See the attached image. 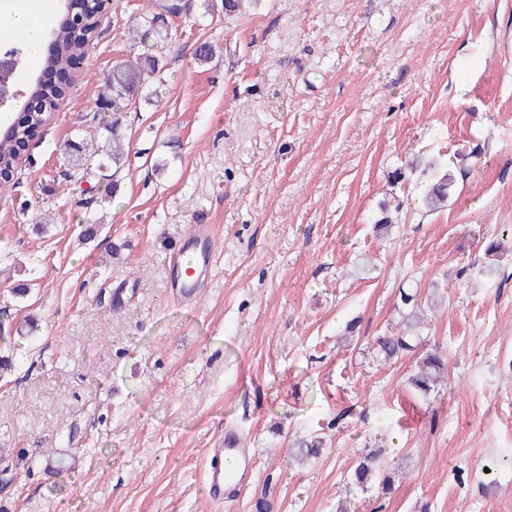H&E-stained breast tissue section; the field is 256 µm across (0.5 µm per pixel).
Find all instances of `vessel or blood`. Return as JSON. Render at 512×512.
I'll return each mask as SVG.
<instances>
[{
    "instance_id": "1",
    "label": "vessel or blood",
    "mask_w": 512,
    "mask_h": 512,
    "mask_svg": "<svg viewBox=\"0 0 512 512\" xmlns=\"http://www.w3.org/2000/svg\"><path fill=\"white\" fill-rule=\"evenodd\" d=\"M213 260L209 225H193L182 248L170 259L173 286L185 301H193L202 276L208 275ZM253 467L246 449L240 448L235 433H225L207 453L205 482L212 499L224 498L227 487H240Z\"/></svg>"
}]
</instances>
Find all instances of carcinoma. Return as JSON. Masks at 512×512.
Returning <instances> with one entry per match:
<instances>
[{
	"instance_id": "cac0c4a2",
	"label": "carcinoma",
	"mask_w": 512,
	"mask_h": 512,
	"mask_svg": "<svg viewBox=\"0 0 512 512\" xmlns=\"http://www.w3.org/2000/svg\"><path fill=\"white\" fill-rule=\"evenodd\" d=\"M81 22L62 20L57 27L56 38L53 40L55 51L48 60L51 68H66L77 59L83 58L97 32L96 9L99 0H90ZM151 10L143 17L144 24L137 23L128 27L129 36L142 41L151 40L154 47L168 40L169 30L167 19L191 13L194 7L192 0H149ZM163 60L155 53H143L130 61H120L112 66V73L98 87L97 102L112 112V121L100 126L107 132L104 143L94 144L79 141L71 147V168L75 174L83 178L88 171L96 167L100 170L112 169V177L120 175L125 167L126 158L121 143V127L123 113L133 104L134 97L152 98L158 95L155 84L161 81ZM49 113L36 114L32 120L18 122L15 125L14 137L11 140H0V188L10 185L17 161V148L28 145L38 138L44 130ZM427 169L434 172L432 181L419 198V207L425 213L439 212L448 206V201L455 191L456 177L439 159L428 162ZM512 249V236L501 234L489 241L485 248L488 261L478 269V274L487 279L498 275V257ZM401 303L407 309L403 327L388 336H380L375 341L373 350L385 361L398 360L415 350L417 336L414 331L421 324L423 313L415 295L404 292ZM447 364L438 350H433L421 358L416 371L409 382L411 386L424 395L442 382ZM355 478L358 484L365 486L373 481L378 482L381 492L387 494L391 490L388 477H378L375 459L365 456L360 460Z\"/></svg>"
}]
</instances>
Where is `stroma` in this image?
<instances>
[{
	"label": "stroma",
	"mask_w": 512,
	"mask_h": 512,
	"mask_svg": "<svg viewBox=\"0 0 512 512\" xmlns=\"http://www.w3.org/2000/svg\"><path fill=\"white\" fill-rule=\"evenodd\" d=\"M142 6L106 0L0 193V336L16 340L0 512H512V291L475 269L512 226V0H258L170 20L161 99L122 120L124 170L77 181L70 146L98 140L91 92L140 54ZM206 41L221 52L202 65ZM432 157L457 184L424 214L430 176L409 164ZM385 202L400 210L382 234ZM195 224L215 260L186 303L168 256ZM404 291L426 320L417 352L386 364L372 344ZM434 344L448 380L423 396L406 379ZM228 429L254 473L218 503L204 452ZM312 436L319 455L290 460ZM368 454L390 495L355 484Z\"/></svg>",
	"instance_id": "obj_1"
}]
</instances>
